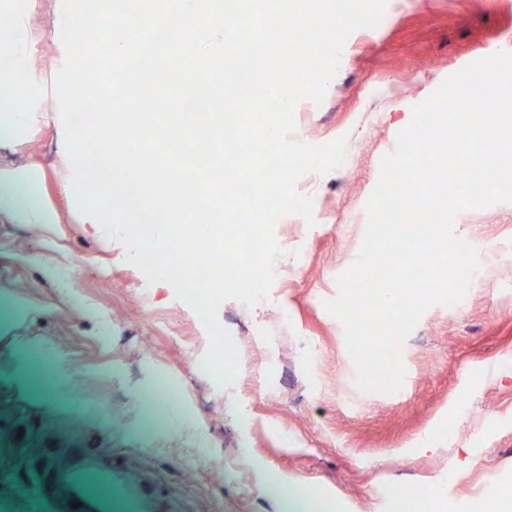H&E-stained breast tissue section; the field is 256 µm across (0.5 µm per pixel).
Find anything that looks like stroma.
I'll return each instance as SVG.
<instances>
[{
	"instance_id": "obj_1",
	"label": "stroma",
	"mask_w": 512,
	"mask_h": 512,
	"mask_svg": "<svg viewBox=\"0 0 512 512\" xmlns=\"http://www.w3.org/2000/svg\"><path fill=\"white\" fill-rule=\"evenodd\" d=\"M512 45V0H388L378 26L353 31L322 104L301 101L296 136L324 144L347 136L345 159L310 173L315 226L281 218L267 298L222 303L240 373L223 388L202 367L209 337L194 310L128 257L125 240L104 250L83 224L39 236L0 224V301L25 310L0 323V512H31V484L76 512L71 470L113 467L142 512H285L265 475L277 472L329 500L333 512H429L415 494L436 488L438 512H461L471 495L512 501V203L458 212L452 227L478 251L480 268L452 307L434 306L402 345L407 375L394 393L354 383L342 324L324 308L356 258L367 200L411 108L448 76ZM72 263V285L47 282L41 262ZM98 312L90 320L73 300ZM109 340H102L103 324ZM66 368L54 397L17 383L48 370L25 347ZM179 387L147 411L157 375ZM438 452L425 451L431 436ZM232 476L221 477L223 468Z\"/></svg>"
}]
</instances>
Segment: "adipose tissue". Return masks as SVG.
<instances>
[{
    "mask_svg": "<svg viewBox=\"0 0 512 512\" xmlns=\"http://www.w3.org/2000/svg\"><path fill=\"white\" fill-rule=\"evenodd\" d=\"M0 224H24L42 232L50 225L69 222L88 225L103 247L113 235L127 236L129 251L146 261L149 274L166 281L168 267L159 259L172 236V227L155 223V209H138L145 232L128 235L112 205L115 170L94 164L86 143L101 155L121 157L126 169L138 167L139 157L127 143L103 136L104 126L146 128V113L111 112L104 125L77 128L71 119L76 87V57L70 51L75 38L76 10L63 0H0ZM57 142L52 166L28 158L27 152L44 132ZM153 196L160 206L179 212L193 202L195 191L169 169L153 176Z\"/></svg>",
    "mask_w": 512,
    "mask_h": 512,
    "instance_id": "adipose-tissue-1",
    "label": "adipose tissue"
}]
</instances>
